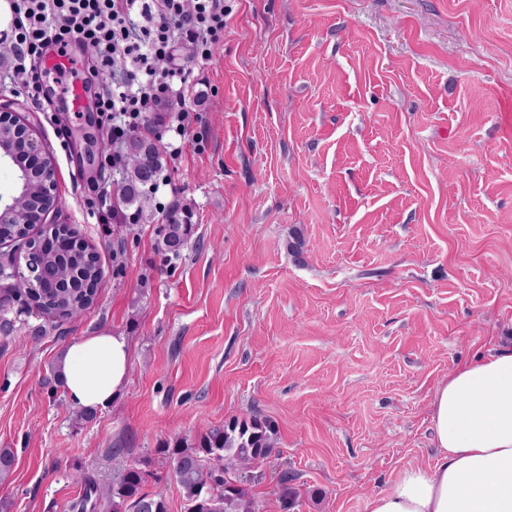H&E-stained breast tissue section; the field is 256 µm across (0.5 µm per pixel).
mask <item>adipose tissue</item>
I'll list each match as a JSON object with an SVG mask.
<instances>
[{
    "mask_svg": "<svg viewBox=\"0 0 512 512\" xmlns=\"http://www.w3.org/2000/svg\"><path fill=\"white\" fill-rule=\"evenodd\" d=\"M125 336L100 332L70 344L61 361L64 389L78 409H103L127 380ZM438 448L434 465H408L368 512H512V349L458 365L431 402Z\"/></svg>",
    "mask_w": 512,
    "mask_h": 512,
    "instance_id": "ef3b65f1",
    "label": "adipose tissue"
}]
</instances>
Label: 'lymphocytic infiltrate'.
Masks as SVG:
<instances>
[{"label":"lymphocytic infiltrate","instance_id":"obj_1","mask_svg":"<svg viewBox=\"0 0 512 512\" xmlns=\"http://www.w3.org/2000/svg\"><path fill=\"white\" fill-rule=\"evenodd\" d=\"M11 12L0 54L12 57V75L29 96L42 91L39 65L51 47L90 49L101 79L96 108L112 146L104 163L115 168L127 139L179 95L191 65L207 64L223 44L231 8L224 0H11ZM182 45L186 67L174 61Z\"/></svg>","mask_w":512,"mask_h":512}]
</instances>
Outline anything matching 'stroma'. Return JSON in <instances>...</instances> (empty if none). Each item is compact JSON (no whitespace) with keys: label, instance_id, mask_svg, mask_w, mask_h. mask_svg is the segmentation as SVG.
Listing matches in <instances>:
<instances>
[{"label":"stroma","instance_id":"35a3bbf8","mask_svg":"<svg viewBox=\"0 0 512 512\" xmlns=\"http://www.w3.org/2000/svg\"><path fill=\"white\" fill-rule=\"evenodd\" d=\"M224 44L183 94L204 150L134 228L97 199L96 110L17 93L56 161L61 212L103 280L75 320L22 311L0 334V484L8 512H68L80 473L129 465L184 512L165 444L256 418L275 447L245 487L258 512H368L436 460L430 403L459 364L512 346V0H232ZM194 224L159 249L155 202ZM43 338L31 343L33 328ZM126 336L125 388L78 420L51 367L69 344Z\"/></svg>","mask_w":512,"mask_h":512}]
</instances>
